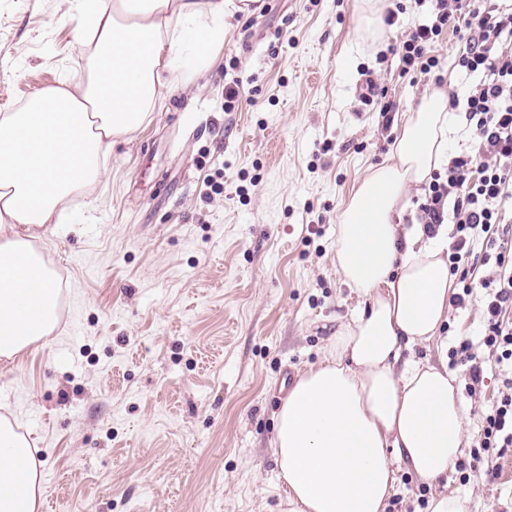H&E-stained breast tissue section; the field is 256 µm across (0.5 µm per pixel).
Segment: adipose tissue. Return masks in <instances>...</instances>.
<instances>
[{
    "label": "adipose tissue",
    "mask_w": 512,
    "mask_h": 512,
    "mask_svg": "<svg viewBox=\"0 0 512 512\" xmlns=\"http://www.w3.org/2000/svg\"><path fill=\"white\" fill-rule=\"evenodd\" d=\"M252 0H76L78 76L0 113V360L49 336L60 286L42 244L74 223L72 202L106 171L112 147L149 120L164 93L189 86ZM462 118L448 91L404 113L390 158L358 180L338 229L336 263L370 306L343 325L277 413L273 457L283 512H385L392 456L429 482L447 474L465 417L447 364L407 353L448 319V229L404 227L411 189L448 160ZM41 464L0 421V512H39Z\"/></svg>",
    "instance_id": "ef3b65f1"
}]
</instances>
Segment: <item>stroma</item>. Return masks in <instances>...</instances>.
Listing matches in <instances>:
<instances>
[{
  "mask_svg": "<svg viewBox=\"0 0 512 512\" xmlns=\"http://www.w3.org/2000/svg\"><path fill=\"white\" fill-rule=\"evenodd\" d=\"M365 0H261L236 16L212 65L173 90L148 126L112 148L75 204L86 220L52 229L46 256L63 308L51 352L0 362V416L17 419L43 465L42 512H280L275 414L367 304L336 265L339 216L357 179L396 135L361 104L367 78L399 112L435 80L401 72L394 45L424 19L407 0L394 25ZM73 0H0V113L32 88L77 74ZM461 43L436 47L443 84L475 86ZM235 100H227L229 88ZM481 297L448 312L418 358L475 338ZM461 462L502 391L466 390ZM386 512H427L421 489L465 512H512V455L424 484L400 458Z\"/></svg>",
  "mask_w": 512,
  "mask_h": 512,
  "instance_id": "35a3bbf8",
  "label": "stroma"
}]
</instances>
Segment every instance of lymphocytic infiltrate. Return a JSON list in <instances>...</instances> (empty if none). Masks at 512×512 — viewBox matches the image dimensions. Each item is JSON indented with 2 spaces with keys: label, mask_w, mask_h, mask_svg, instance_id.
Wrapping results in <instances>:
<instances>
[{
  "label": "lymphocytic infiltrate",
  "mask_w": 512,
  "mask_h": 512,
  "mask_svg": "<svg viewBox=\"0 0 512 512\" xmlns=\"http://www.w3.org/2000/svg\"><path fill=\"white\" fill-rule=\"evenodd\" d=\"M429 5L431 19L419 24L397 51L402 74L430 73L439 64L435 48L445 34L463 44L459 68L477 81L465 98L451 96L470 133V152L452 157L446 173H434L418 207L417 221L427 234L448 224L449 269L457 282L450 305L463 308L481 294L484 302L480 342L489 359L477 357L470 339L453 347L452 360L467 366L469 392L481 389L488 364L512 368V225L504 207L512 203V0H414ZM475 257L494 274L474 281L464 262ZM484 412L473 460L501 459L512 449V376Z\"/></svg>",
  "instance_id": "1"
}]
</instances>
